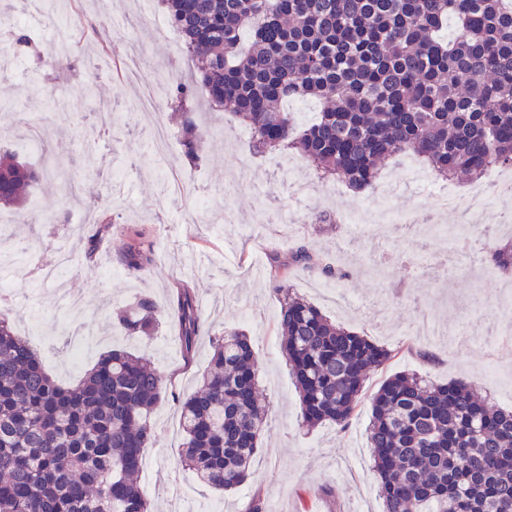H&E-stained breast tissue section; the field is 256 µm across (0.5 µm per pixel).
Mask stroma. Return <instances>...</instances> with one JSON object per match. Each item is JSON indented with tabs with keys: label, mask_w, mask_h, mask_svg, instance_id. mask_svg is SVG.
I'll return each mask as SVG.
<instances>
[{
	"label": "stroma",
	"mask_w": 512,
	"mask_h": 512,
	"mask_svg": "<svg viewBox=\"0 0 512 512\" xmlns=\"http://www.w3.org/2000/svg\"><path fill=\"white\" fill-rule=\"evenodd\" d=\"M124 16L111 27L110 14ZM31 34L47 29L65 49L50 64L29 58L0 73V147L30 156L32 123L48 122L45 152L60 166L57 177L32 190L37 224L11 221L0 232V252L19 260L0 270L12 284L0 301L16 326L34 319L29 341L47 372L76 383L101 353L124 348L149 358L171 380L154 409V438L145 448L140 486L151 512H250L254 498L278 512H383L369 446L370 404L365 401L346 428L302 422L299 394L277 334L280 299L270 277L272 256L287 260L306 245L318 268L291 278L295 293L347 329L383 345L391 357L374 370L366 394L400 373L428 381L472 386L488 405L512 408V332L497 313L507 278L487 261L491 249L512 244V228H497L489 244L477 245L480 261L460 256L449 266L437 260L441 238L404 233L397 225L365 217L366 232L344 223L361 204L377 199L379 185L355 190L341 184L325 192L307 163L298 173L311 191L295 197L277 153L256 155L251 132L227 111L203 109L199 132L206 159L189 165L168 112L139 108L140 85L130 78L123 50L135 43L142 75L164 81L185 75L183 47L160 5L143 0H56L51 18L28 22ZM99 99L82 97L89 81ZM419 157H392L382 176L399 178L389 201L410 218L431 214L442 229L466 224L467 216L436 210L423 182L404 170ZM106 203L117 221L91 269H76L95 229L91 205ZM301 213L328 210L334 224H280L289 205ZM237 219L225 223V209ZM155 254L138 277L116 274L115 257L135 240ZM332 266L324 274L321 264ZM329 284L349 289L353 305L339 306L319 293ZM196 295L203 332L185 356L168 314L178 288ZM148 295L160 323L150 336L126 335L113 311ZM247 333L259 361V382L268 406L250 479L231 492L202 486L179 462L183 436L177 401L196 390L211 353V334Z\"/></svg>",
	"instance_id": "1"
}]
</instances>
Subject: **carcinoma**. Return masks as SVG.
I'll list each match as a JSON object with an SVG mask.
<instances>
[{"label": "carcinoma", "mask_w": 512, "mask_h": 512, "mask_svg": "<svg viewBox=\"0 0 512 512\" xmlns=\"http://www.w3.org/2000/svg\"><path fill=\"white\" fill-rule=\"evenodd\" d=\"M196 71L171 83L167 107L182 154L203 162L194 104L228 107L252 132L257 153L294 151L323 179L355 189L375 182L386 159L412 152L443 179L512 168V0H161ZM455 37H440L448 16ZM9 49L37 43L23 28ZM312 97L318 120L297 123L286 103ZM43 171L0 154V208L26 221ZM97 206L96 232L77 266L95 263L112 235ZM512 274V246L490 255ZM141 275L154 252L130 245L118 257ZM281 294L278 326L308 427L345 428L370 371L391 351L331 320L289 292L288 266L271 267ZM190 357L201 312L189 288L175 301ZM158 306L148 296L116 317L129 336H150ZM209 369L179 402V463L226 491L250 476L267 410L250 339H212ZM168 378L112 349L74 386L59 384L37 351L0 313V512H150L137 483L153 438L150 414ZM370 447L384 512H512V411L494 409L470 386L388 379L371 397Z\"/></svg>", "instance_id": "obj_1"}]
</instances>
